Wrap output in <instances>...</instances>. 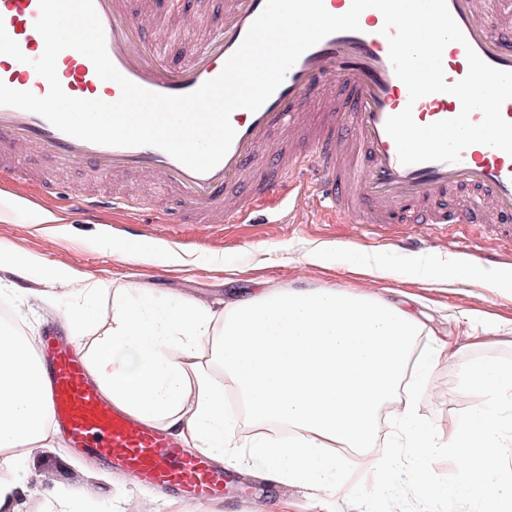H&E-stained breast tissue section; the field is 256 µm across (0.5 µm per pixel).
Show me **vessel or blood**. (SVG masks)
<instances>
[{
	"label": "vessel or blood",
	"instance_id": "b4317fda",
	"mask_svg": "<svg viewBox=\"0 0 512 512\" xmlns=\"http://www.w3.org/2000/svg\"><path fill=\"white\" fill-rule=\"evenodd\" d=\"M264 6L265 0H224V24L194 62L167 67L161 62V46L145 37L125 0H94L116 69L148 91L173 96L189 94L218 77ZM447 6L465 41L450 43L443 51L446 82L453 84L467 75L470 49L490 66L512 71V39L494 35L491 27L492 13L511 12L512 0H496L492 13L483 0H447ZM38 17L39 0H0V24L26 57L1 70L0 81L42 97L49 84L31 65L44 51V40L35 28ZM383 25L382 13L368 9L359 30L332 33L306 50L258 110L235 109L230 115L235 130L231 146L205 173L153 146H107L69 136L42 116L10 106H0V141L17 140L51 152L63 168L87 164L91 182L117 173L160 179L177 192L182 213L218 214L228 223L244 221L255 203L275 196L281 183L306 168L351 222L385 224L416 206L419 223L484 224L512 240V155L475 144L455 162L400 163L385 129L390 116L408 108L418 124L428 125L456 117L461 103L443 92L410 101L390 62ZM56 65L69 96L119 100L120 86L101 79L93 63L76 50L62 51ZM333 78L340 79L341 91L316 133L299 141L288 157L256 168V157L269 135L301 125L314 90ZM461 189L473 190L476 200L460 201L451 212L431 208L432 200ZM38 352L47 369L54 424L68 434L73 447L93 451L138 485L180 494L191 505L239 492L233 472L215 466L207 456L186 455L170 434L105 401L87 376L85 360L76 356L59 331L46 336Z\"/></svg>",
	"mask_w": 512,
	"mask_h": 512
}]
</instances>
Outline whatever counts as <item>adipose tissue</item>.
I'll use <instances>...</instances> for the list:
<instances>
[{
  "label": "adipose tissue",
  "mask_w": 512,
  "mask_h": 512,
  "mask_svg": "<svg viewBox=\"0 0 512 512\" xmlns=\"http://www.w3.org/2000/svg\"><path fill=\"white\" fill-rule=\"evenodd\" d=\"M0 221L56 224L53 211L0 189ZM54 285L39 301L53 306L71 335L90 336L94 299L105 284L76 287L68 269H48ZM492 288L512 285V269L489 273L455 265L416 266L420 283L461 278ZM77 296L60 304L57 294ZM425 324L410 310L366 288L259 287L214 309L208 301L162 299L148 288L112 298V329L84 347L88 372L116 409L168 431L185 449L209 454L317 497H367L353 474L391 477L413 465L434 499H463L483 488L481 512H512V480L503 481L512 447V363L470 362L460 372L484 401L457 421L447 440L420 423L415 392L432 388L429 366L412 365ZM232 384L252 422L249 437L224 404ZM392 436L378 446L383 408ZM43 365L33 341L0 326V512H15L33 448L58 447ZM452 463L465 484L434 474Z\"/></svg>",
  "instance_id": "1"
}]
</instances>
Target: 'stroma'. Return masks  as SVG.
<instances>
[{
    "mask_svg": "<svg viewBox=\"0 0 512 512\" xmlns=\"http://www.w3.org/2000/svg\"><path fill=\"white\" fill-rule=\"evenodd\" d=\"M132 11L143 13L145 35L165 37L170 28H179L180 40L167 53L172 64H187L194 50L224 22V0H183L179 13L167 11L164 0H129ZM0 150L25 155L32 175L18 179L0 167V187L25 199L43 203L61 216L58 224H11L0 222V245L37 258L27 269L0 273V278L17 288L15 304L31 326H39L46 311L29 301V289H46L42 276L46 266H62L83 282L103 281L114 288L140 285L156 294L170 293L224 299L252 288L259 280L277 285H293L298 280L315 286L352 288L354 277L345 267L350 263L376 261L396 273L397 282L376 280V288L393 286L414 293L408 306L419 313L436 333L448 340H464L475 334L476 347H466L459 359H483L512 363V291L504 292L479 284L456 283L424 287L412 275L417 261L433 258L465 269L512 267V242L493 241L477 224H445L436 228L407 224H355L335 210L326 208L313 193L295 192L290 203L265 202L239 224H208L196 220L185 224L168 221L179 199L136 174L114 176L94 185L101 194L121 190L145 199L141 209L103 207L84 212L62 194L49 188L45 180L59 176L79 188L86 181V167L74 165L56 173L51 154L28 151L25 144L0 145ZM140 248L152 255L142 265L122 257L121 248ZM323 252L326 267H309L308 254ZM181 256L184 267L173 269L172 255ZM234 269L237 278L225 283V269ZM437 388L420 396L423 424L432 434L447 437L449 428L472 406L481 402L479 393H464L457 367L441 362L431 371ZM31 472L27 490L17 502L19 512H59L61 501H69L76 512H254L257 499L226 497L222 501L199 503L172 501L170 494L135 485L122 472L105 466L93 455L76 449L37 448L27 462ZM249 486H262L265 512H358L353 502L339 501L324 507L308 489L261 481L245 471L240 475ZM401 512H469L472 501L425 502L409 475H402L395 488Z\"/></svg>",
    "mask_w": 512,
    "mask_h": 512,
    "instance_id": "obj_1",
    "label": "stroma"
}]
</instances>
